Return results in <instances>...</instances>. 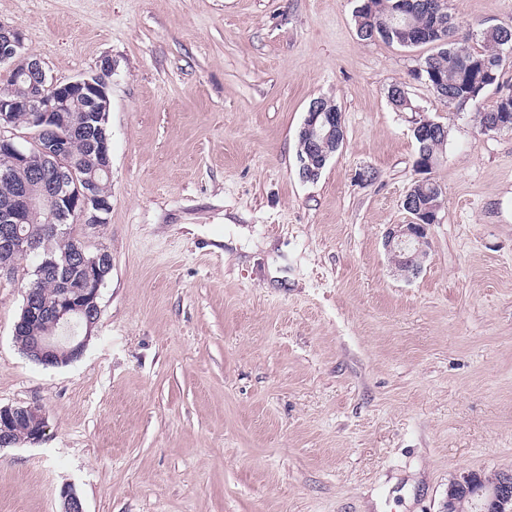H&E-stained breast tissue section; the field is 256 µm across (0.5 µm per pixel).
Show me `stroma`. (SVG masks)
<instances>
[{
	"label": "stroma",
	"instance_id": "obj_1",
	"mask_svg": "<svg viewBox=\"0 0 512 512\" xmlns=\"http://www.w3.org/2000/svg\"><path fill=\"white\" fill-rule=\"evenodd\" d=\"M355 0H0L48 78L111 60L112 273L78 360L14 341L35 258L0 279V406L42 440L0 450V512H443L457 472L512 471V132L411 78L433 51L362 40ZM461 32L512 0H448ZM418 113L395 111L391 85ZM333 101L314 181L297 137ZM447 125L422 272L391 269L420 177L415 117ZM327 112L320 98L313 100L306 112L303 124L299 130L301 137L307 140L309 145L308 161L299 160V173L302 178L315 180L332 155L322 151V142L328 138H339L340 132H344L342 113ZM312 165L315 167L312 168ZM26 426L23 429L22 426ZM47 429L45 414L38 405L0 406V447H8L21 440L37 442ZM22 430L25 437H20ZM21 438V439H20Z\"/></svg>",
	"mask_w": 512,
	"mask_h": 512
}]
</instances>
